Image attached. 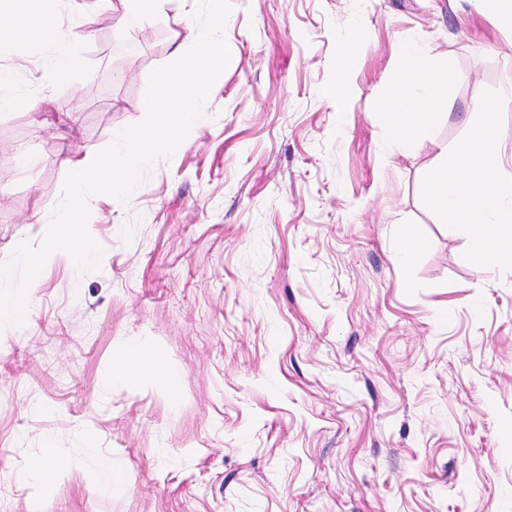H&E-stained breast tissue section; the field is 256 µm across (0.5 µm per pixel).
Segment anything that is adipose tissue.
Here are the masks:
<instances>
[{
	"label": "adipose tissue",
	"mask_w": 512,
	"mask_h": 512,
	"mask_svg": "<svg viewBox=\"0 0 512 512\" xmlns=\"http://www.w3.org/2000/svg\"><path fill=\"white\" fill-rule=\"evenodd\" d=\"M111 0H83L80 10L66 12L51 0H0V54L16 43L29 46L53 44L51 56L37 71L0 65V112L25 109L36 112L42 97L67 81L74 68L72 36L85 16L108 9ZM209 35L188 32L173 47L171 67L155 76V90L142 109L151 115L149 124H137L120 133L122 151L84 149L63 159L70 178V196L54 224L55 231L37 250L21 251L13 266L0 265V326L23 323L32 304L17 269L33 273L55 253L66 250L74 259L92 257L95 247L87 215L93 201L123 200L129 182L141 163L161 154L188 127L204 118L203 105L212 91L224 82V14H210ZM405 75L397 77L380 105V117L393 137L412 146L415 133L433 136L445 119L438 102H450L454 90L447 79L427 67L416 47L401 48ZM499 104L484 103L479 110L482 123L452 148L451 158L430 163L423 176L425 193L449 228L468 234L473 256L481 261L512 264L511 252H499L493 241L499 228L512 223V175H503L491 148L498 123ZM457 177H449V165ZM109 377L131 382L156 381L169 389L179 385L177 375L164 366L145 365L136 344H128L122 358L113 363ZM72 464L59 449L45 445L29 465L27 476L43 493L52 491L67 475Z\"/></svg>",
	"instance_id": "1"
}]
</instances>
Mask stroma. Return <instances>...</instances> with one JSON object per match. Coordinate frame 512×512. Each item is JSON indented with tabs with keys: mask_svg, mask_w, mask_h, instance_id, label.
Returning a JSON list of instances; mask_svg holds the SVG:
<instances>
[{
	"mask_svg": "<svg viewBox=\"0 0 512 512\" xmlns=\"http://www.w3.org/2000/svg\"><path fill=\"white\" fill-rule=\"evenodd\" d=\"M222 7L205 123L95 202L92 261L21 276L32 314L0 328V512H512V264L478 266L422 185L512 89V30L477 0ZM175 31L88 17L47 125L0 112V264L41 246L68 192L58 164L23 158L60 119L65 153L148 122ZM405 43L455 92L410 155L378 114ZM340 77L350 95L327 97ZM131 343L176 391L107 381ZM47 442L73 467L40 496L23 474ZM101 450L120 491L88 486Z\"/></svg>",
	"mask_w": 512,
	"mask_h": 512,
	"instance_id": "stroma-1",
	"label": "stroma"
}]
</instances>
